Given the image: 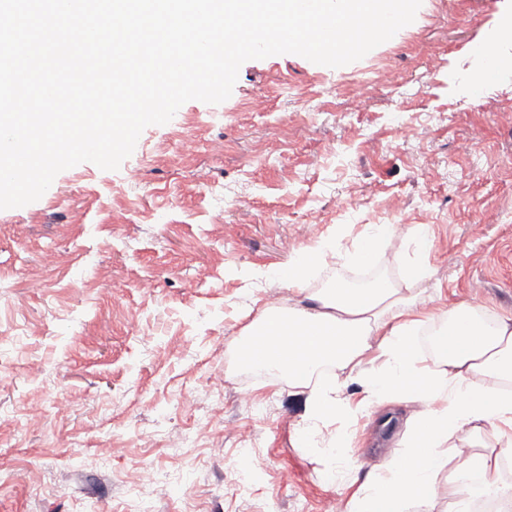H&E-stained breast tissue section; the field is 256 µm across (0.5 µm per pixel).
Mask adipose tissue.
Here are the masks:
<instances>
[{
  "label": "adipose tissue",
  "mask_w": 512,
  "mask_h": 512,
  "mask_svg": "<svg viewBox=\"0 0 512 512\" xmlns=\"http://www.w3.org/2000/svg\"><path fill=\"white\" fill-rule=\"evenodd\" d=\"M411 241L414 257L401 265V289L380 281L306 293L318 250L301 248L281 278L302 300L266 308L252 326L259 338L250 348L254 363L283 372L306 396L301 438L308 445H315L326 421L345 414L341 372L349 366L362 369L363 406L400 398L419 403L400 452L382 471L368 473L350 512H405L411 500L443 497L452 481L458 512L495 490L512 498V485L501 475L503 459L512 457V316L487 325L475 306L463 303L450 310L448 325H440L429 297L412 289L429 275L434 242L428 225H414ZM427 325L438 328L430 367L415 351V336ZM372 352L383 358L382 368L365 369ZM322 365L333 374L314 380ZM487 422L497 429V445L476 448L473 439Z\"/></svg>",
  "instance_id": "1"
}]
</instances>
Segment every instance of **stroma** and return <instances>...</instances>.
Segmentation results:
<instances>
[{
    "instance_id": "obj_1",
    "label": "stroma",
    "mask_w": 512,
    "mask_h": 512,
    "mask_svg": "<svg viewBox=\"0 0 512 512\" xmlns=\"http://www.w3.org/2000/svg\"><path fill=\"white\" fill-rule=\"evenodd\" d=\"M487 42L512 68V0H422L358 61H247L227 100L146 127L120 169L80 163L0 210V512H348L388 457L380 421L403 431L413 405L329 420L324 434L355 443L331 484L299 441L303 396L244 369L239 347L273 296L296 301L278 278L296 249L352 248L370 224L396 228L377 259L326 253L309 292L400 284L425 224L420 290L447 311L476 297L484 315L512 313V78L484 80L471 47ZM146 469L169 494L137 488ZM411 241L414 258L404 261L401 265V278L406 284H413L425 280L430 268L427 257L433 249L434 242L428 225H414Z\"/></svg>"
}]
</instances>
